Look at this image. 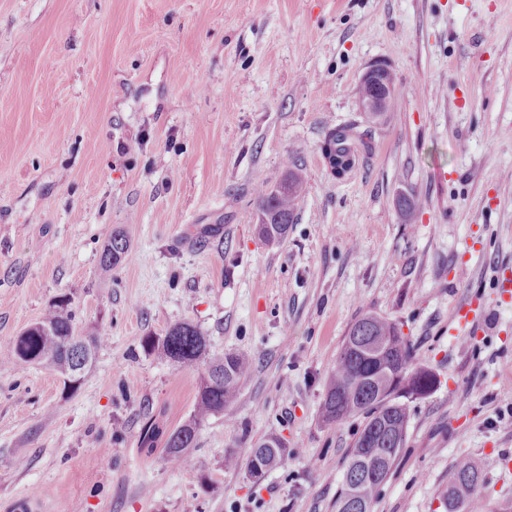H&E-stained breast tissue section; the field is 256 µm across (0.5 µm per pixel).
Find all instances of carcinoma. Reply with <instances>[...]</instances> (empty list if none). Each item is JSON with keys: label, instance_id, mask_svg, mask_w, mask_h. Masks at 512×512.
<instances>
[{"label": "carcinoma", "instance_id": "carcinoma-1", "mask_svg": "<svg viewBox=\"0 0 512 512\" xmlns=\"http://www.w3.org/2000/svg\"><path fill=\"white\" fill-rule=\"evenodd\" d=\"M357 146L367 152L371 150V140L350 127H338L325 135L320 149L324 155L350 160ZM302 191L303 178L295 167L286 171L277 187L260 185L255 189L258 232L265 241L276 243L287 235ZM128 250L129 241L123 232H113L101 255L102 269L112 270ZM105 341L103 331L88 336L78 331L71 300L62 296L30 332L0 347V364H44L62 376L65 385L73 387L92 365L97 349ZM208 345V338L189 322L174 325L163 337L142 338L144 350L161 360L205 367L193 413L165 442L172 462L179 461L185 450L194 447L208 418L223 413L235 402L241 381L251 371L248 356L229 352L213 359ZM433 376L418 361L413 344L395 321L368 312L351 326L320 404V419L327 425L363 418L362 429L348 455L336 512H371L380 486L405 447L408 412L406 403L401 401V390L420 386ZM285 455L283 442L271 437L251 449L248 461L259 460L262 479L284 464ZM482 473L483 466L469 457L456 461L444 492L447 512H488L478 495Z\"/></svg>", "mask_w": 512, "mask_h": 512}]
</instances>
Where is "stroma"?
<instances>
[{
	"label": "stroma",
	"instance_id": "1",
	"mask_svg": "<svg viewBox=\"0 0 512 512\" xmlns=\"http://www.w3.org/2000/svg\"><path fill=\"white\" fill-rule=\"evenodd\" d=\"M375 62L396 78L377 119ZM342 126L372 149L339 178L320 144ZM291 161L305 189L270 244L253 190ZM115 229L131 255L105 273ZM508 269L512 0H0V345L63 295L108 333L72 388L0 366V512H336L363 420L319 407L366 311L439 380L372 512H446L458 457L512 453ZM476 297L479 335H450ZM183 321L253 369L174 465L142 432L188 419L199 372L141 340ZM268 437L284 466L225 469Z\"/></svg>",
	"mask_w": 512,
	"mask_h": 512
}]
</instances>
